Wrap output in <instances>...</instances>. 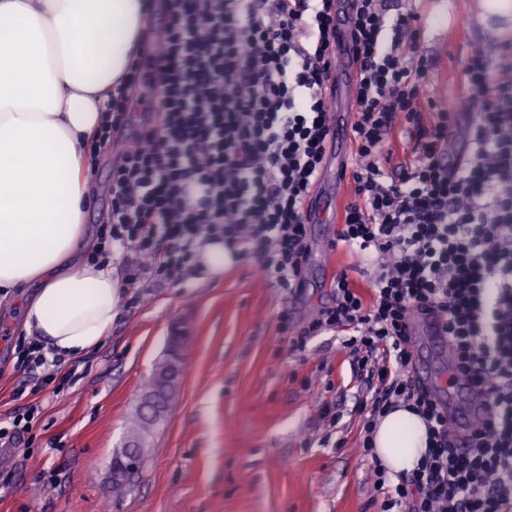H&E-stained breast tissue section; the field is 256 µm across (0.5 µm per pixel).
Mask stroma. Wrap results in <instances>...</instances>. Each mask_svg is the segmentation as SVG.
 Segmentation results:
<instances>
[{"label": "stroma", "instance_id": "stroma-1", "mask_svg": "<svg viewBox=\"0 0 512 512\" xmlns=\"http://www.w3.org/2000/svg\"><path fill=\"white\" fill-rule=\"evenodd\" d=\"M420 15L419 50L429 65L427 97L461 108L460 61L472 46L512 41V0H393ZM107 143L90 178L86 221L99 231L110 207L121 140ZM304 287L262 282L245 256L213 274L204 262L169 277L122 284L118 313L102 342L74 357L79 377L55 392L16 397L19 304L0 302V421L26 404L38 419L20 443L0 450V512H377L360 450L358 387L343 336L299 333L334 303L317 268ZM290 312V333L278 316ZM191 334L178 402L160 427L134 487L112 493L108 464L162 356L170 327ZM338 404L343 419L319 418Z\"/></svg>", "mask_w": 512, "mask_h": 512}]
</instances>
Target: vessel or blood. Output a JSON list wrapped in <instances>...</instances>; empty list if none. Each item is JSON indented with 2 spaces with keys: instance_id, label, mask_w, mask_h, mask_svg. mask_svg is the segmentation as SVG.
Returning a JSON list of instances; mask_svg holds the SVG:
<instances>
[{
  "instance_id": "b4317fda",
  "label": "vessel or blood",
  "mask_w": 512,
  "mask_h": 512,
  "mask_svg": "<svg viewBox=\"0 0 512 512\" xmlns=\"http://www.w3.org/2000/svg\"><path fill=\"white\" fill-rule=\"evenodd\" d=\"M333 40L339 57V64L331 81L337 112L331 117L329 162L324 166L320 177L325 191L308 205L309 221L313 224L323 223L332 202L343 200L350 180L346 136L349 118L354 111L351 88L356 78V62L355 45L346 13L336 16ZM408 332L412 337L413 370L417 380L428 388L447 412L459 441H466L471 423L478 413L473 388L450 377L435 379L423 368V343L437 344L443 351L448 348L443 321L432 314L421 317L410 323Z\"/></svg>"
}]
</instances>
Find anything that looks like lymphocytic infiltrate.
Instances as JSON below:
<instances>
[{
	"instance_id": "f902f5d3",
	"label": "lymphocytic infiltrate",
	"mask_w": 512,
	"mask_h": 512,
	"mask_svg": "<svg viewBox=\"0 0 512 512\" xmlns=\"http://www.w3.org/2000/svg\"><path fill=\"white\" fill-rule=\"evenodd\" d=\"M340 0H165L128 85L155 67L160 123L145 122L112 172V208L92 264L113 245L142 271L169 273L201 246L252 256L257 275L294 287L308 254L304 204L326 158ZM358 72L351 184L336 247L380 273L368 293L337 273L320 325L344 332L355 408L380 512H512V46L471 49L461 74L472 104L469 153L454 163L448 110L422 96L428 65L414 13L352 0ZM440 316L457 377L484 419L456 446L448 418L414 378L408 325ZM17 372L37 392L76 374L20 339ZM418 415L427 448L393 474L374 455L380 419Z\"/></svg>"
}]
</instances>
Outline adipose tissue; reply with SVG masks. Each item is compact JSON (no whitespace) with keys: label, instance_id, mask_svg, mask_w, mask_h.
Masks as SVG:
<instances>
[{"label":"adipose tissue","instance_id":"adipose-tissue-1","mask_svg":"<svg viewBox=\"0 0 512 512\" xmlns=\"http://www.w3.org/2000/svg\"><path fill=\"white\" fill-rule=\"evenodd\" d=\"M146 21V0H0V293L36 284L25 328L63 357L97 346L117 313L111 267L75 261L91 201L85 146ZM374 441L391 472H409L425 426L400 409Z\"/></svg>","mask_w":512,"mask_h":512}]
</instances>
